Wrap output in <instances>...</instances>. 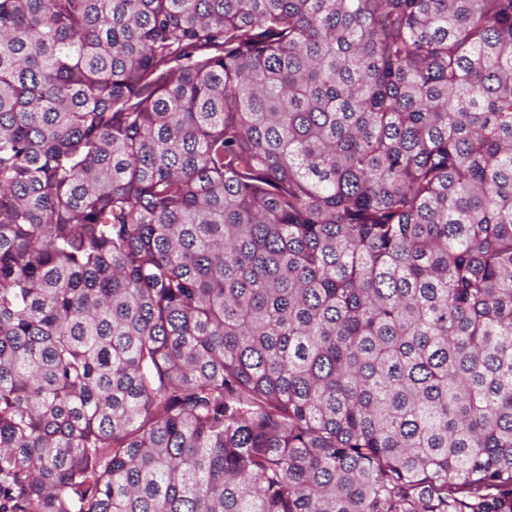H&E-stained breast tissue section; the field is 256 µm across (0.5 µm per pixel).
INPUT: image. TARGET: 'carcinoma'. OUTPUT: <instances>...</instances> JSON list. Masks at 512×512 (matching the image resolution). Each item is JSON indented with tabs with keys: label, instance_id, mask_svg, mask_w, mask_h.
I'll return each mask as SVG.
<instances>
[{
	"label": "carcinoma",
	"instance_id": "obj_1",
	"mask_svg": "<svg viewBox=\"0 0 512 512\" xmlns=\"http://www.w3.org/2000/svg\"><path fill=\"white\" fill-rule=\"evenodd\" d=\"M0 512H512V0H0Z\"/></svg>",
	"mask_w": 512,
	"mask_h": 512
}]
</instances>
